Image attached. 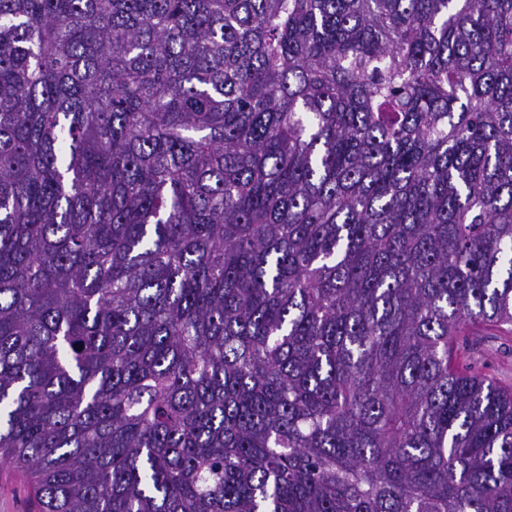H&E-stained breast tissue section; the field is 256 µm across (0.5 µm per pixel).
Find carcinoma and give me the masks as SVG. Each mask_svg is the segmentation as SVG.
Segmentation results:
<instances>
[{"mask_svg": "<svg viewBox=\"0 0 512 512\" xmlns=\"http://www.w3.org/2000/svg\"><path fill=\"white\" fill-rule=\"evenodd\" d=\"M512 0H0V462L36 512H512ZM510 326H482L460 339L458 361L468 371L486 376L512 390Z\"/></svg>", "mask_w": 512, "mask_h": 512, "instance_id": "cac0c4a2", "label": "carcinoma"}]
</instances>
